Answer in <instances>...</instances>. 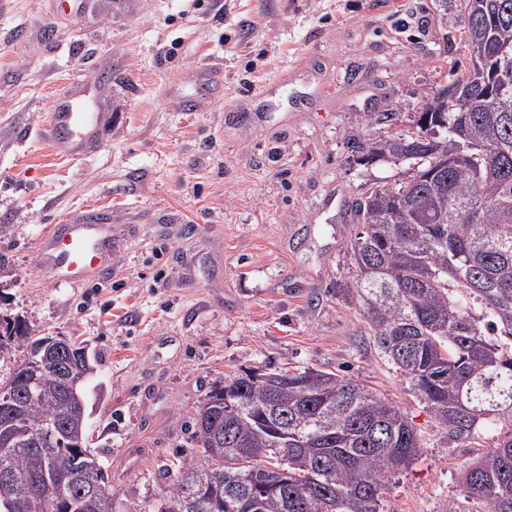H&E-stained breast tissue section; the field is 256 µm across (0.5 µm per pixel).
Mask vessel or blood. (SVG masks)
<instances>
[{"instance_id": "obj_1", "label": "vessel or blood", "mask_w": 512, "mask_h": 512, "mask_svg": "<svg viewBox=\"0 0 512 512\" xmlns=\"http://www.w3.org/2000/svg\"><path fill=\"white\" fill-rule=\"evenodd\" d=\"M91 101L88 93L59 99L41 137L62 143L74 159L84 158L108 119L106 113L92 111ZM111 252L112 235L106 225L75 219L55 225L43 235L38 263L53 280L79 287L103 277Z\"/></svg>"}]
</instances>
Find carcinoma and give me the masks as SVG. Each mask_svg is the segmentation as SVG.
Returning <instances> with one entry per match:
<instances>
[{
  "instance_id": "cac0c4a2",
  "label": "carcinoma",
  "mask_w": 512,
  "mask_h": 512,
  "mask_svg": "<svg viewBox=\"0 0 512 512\" xmlns=\"http://www.w3.org/2000/svg\"><path fill=\"white\" fill-rule=\"evenodd\" d=\"M512 0H463L461 23L469 40L481 39L489 55L512 51ZM425 105L441 114L443 129L416 119L410 137L387 136L365 147L366 160L412 162L396 185H376L352 203L360 231L347 245L357 269L338 289L355 303L380 355L408 383L448 439L472 444L496 425L505 433L459 470L460 494L486 512H512V93L487 102L461 87L465 73ZM481 204L474 221L461 210ZM19 342L24 361L1 386L25 391L30 360L44 354L45 337L0 316V349ZM258 368L214 383L192 421L199 450L176 480L142 512H380L385 481L409 467L422 445L408 415L356 380L330 370H278L270 386ZM41 395L17 421L0 419L11 439L0 453V512H113L117 493L88 451L87 413L64 394L49 370ZM240 410L225 413L226 401ZM58 425L55 447L68 457L56 474L65 500L35 491L49 475L46 453L33 446L43 423ZM288 457V473L267 467ZM96 485L90 503L84 488ZM260 492L259 510L247 490Z\"/></svg>"
}]
</instances>
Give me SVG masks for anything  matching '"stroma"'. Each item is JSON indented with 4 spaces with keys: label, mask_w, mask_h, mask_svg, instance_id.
I'll use <instances>...</instances> for the list:
<instances>
[{
    "label": "stroma",
    "mask_w": 512,
    "mask_h": 512,
    "mask_svg": "<svg viewBox=\"0 0 512 512\" xmlns=\"http://www.w3.org/2000/svg\"><path fill=\"white\" fill-rule=\"evenodd\" d=\"M460 0H0V312L75 336L95 367L88 434L123 504L168 486L212 385L251 366L327 369L400 406L423 448L381 512H448L473 449L444 429L336 294L356 269L349 206L409 163L362 146L414 131L468 62ZM101 85L99 149L43 141L54 98ZM391 113L372 125L369 114ZM91 209L112 267L82 287L37 262L50 225Z\"/></svg>",
    "instance_id": "1"
}]
</instances>
